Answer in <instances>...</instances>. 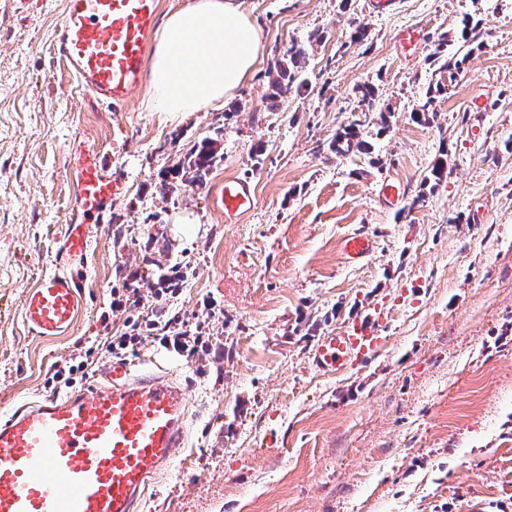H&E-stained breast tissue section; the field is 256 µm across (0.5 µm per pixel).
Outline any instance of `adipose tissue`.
<instances>
[{
    "label": "adipose tissue",
    "mask_w": 512,
    "mask_h": 512,
    "mask_svg": "<svg viewBox=\"0 0 512 512\" xmlns=\"http://www.w3.org/2000/svg\"><path fill=\"white\" fill-rule=\"evenodd\" d=\"M259 34L237 0H192L156 37L149 97L160 112H196L230 96L251 74Z\"/></svg>",
    "instance_id": "ef3b65f1"
}]
</instances>
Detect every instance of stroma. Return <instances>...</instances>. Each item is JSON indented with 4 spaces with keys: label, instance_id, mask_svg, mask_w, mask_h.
<instances>
[{
    "label": "stroma",
    "instance_id": "35a3bbf8",
    "mask_svg": "<svg viewBox=\"0 0 512 512\" xmlns=\"http://www.w3.org/2000/svg\"><path fill=\"white\" fill-rule=\"evenodd\" d=\"M239 2L260 64L223 104L176 116L146 88L115 111L77 83L53 50L63 0H0V417L52 394L57 366L79 355L71 389H90L104 342L134 320L131 362L187 387L191 430L144 512H512V0H394L387 14L372 0ZM466 15L481 24L465 43ZM359 23L367 36L350 43ZM443 35L468 54L454 79L431 59ZM294 42L309 50L303 83L268 110ZM440 81L434 119L417 122ZM367 83L389 124L370 113V152L336 155ZM205 139L220 161L203 185L172 187ZM80 141L124 194L88 227L85 306L67 335L45 338L24 299L56 269ZM232 177L250 181L254 204L228 224ZM356 232L375 241L359 261L341 250ZM174 269L176 295L158 296ZM355 317L380 322L381 346L315 368L318 337ZM155 319L203 330L205 346L188 358L163 347Z\"/></svg>",
    "mask_w": 512,
    "mask_h": 512
}]
</instances>
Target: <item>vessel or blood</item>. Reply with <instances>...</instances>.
<instances>
[{
  "label": "vessel or blood",
  "instance_id": "1",
  "mask_svg": "<svg viewBox=\"0 0 512 512\" xmlns=\"http://www.w3.org/2000/svg\"><path fill=\"white\" fill-rule=\"evenodd\" d=\"M160 0H64L55 54L96 100L122 108L141 87ZM75 198L56 254L58 269L27 292L24 317L41 336L69 332L85 304L78 276L89 247L88 226L101 222L122 195L101 152L79 144L71 168ZM228 223L251 209L248 181L225 180ZM351 259L373 250L371 238L346 237ZM382 340L378 324L353 320L320 337L313 363L335 371L366 360ZM187 392L172 377L113 359L91 391L50 396L0 418V512H135L148 477L165 467L189 435Z\"/></svg>",
  "mask_w": 512,
  "mask_h": 512
}]
</instances>
